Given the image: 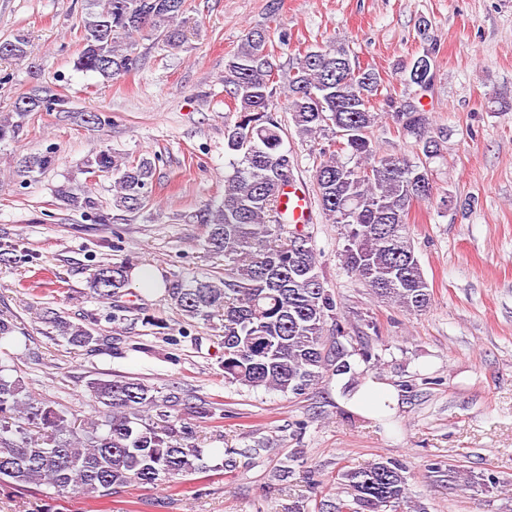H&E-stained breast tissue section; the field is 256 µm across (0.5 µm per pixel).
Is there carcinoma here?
Segmentation results:
<instances>
[{"mask_svg": "<svg viewBox=\"0 0 512 512\" xmlns=\"http://www.w3.org/2000/svg\"><path fill=\"white\" fill-rule=\"evenodd\" d=\"M185 11L186 0H106L102 10L82 18L77 69L105 79L134 70L139 55L130 39L146 28L164 45L182 47ZM269 40L267 29H253L227 61L224 88L234 106L224 123V148L232 156V172L224 176L218 203L184 215L206 227V247L224 257V275L172 283L165 293L182 316L220 321L228 382L301 396L328 373H350L351 356L368 363L374 354L364 339L351 352L338 341L347 328L334 295L322 283L315 288L305 283L319 275L312 238L281 219V192L294 182L295 162L283 147L282 126L272 111L275 78L263 55ZM26 47L27 37L18 33L0 42V59H21ZM401 80L409 88H429L431 54L403 65ZM381 83L375 69L354 65L345 47H320L300 57L288 73V112L299 136L328 134L314 174L316 195L328 219L343 227L348 271L378 299L416 313L429 307L432 292L415 255L408 215L413 202L430 198L432 185L427 169L380 153L369 138L381 118L372 104ZM26 98V107L0 116V142L15 138L22 121L35 112H68L67 100L45 89L34 88ZM392 109L401 129L418 138L422 156L438 157L440 136L425 131L419 99L408 96ZM342 129L351 131L352 139L336 140ZM344 154L346 162L340 159ZM156 161L148 155L127 160L103 146L81 162V171L112 178L110 210L69 182L55 190V198L96 224H125L151 201ZM56 162V152L48 149L22 158L18 173L32 177ZM132 270L128 261L100 265L91 273L90 288L121 311ZM38 319L49 334L73 346L99 341L91 327L51 307L40 309ZM88 391L101 410L78 429L65 411L26 393L20 380L0 368V485L54 499L76 493L102 499L131 484L154 487L206 472L204 449L195 443L192 427L172 414L183 405L208 415L189 396L170 392L160 398L129 376L95 380ZM32 428L38 433H30ZM262 451L260 443L232 449L223 468L231 472L236 455ZM340 476L352 500L339 501L334 512H351L353 502L359 512H398L406 502L405 467L396 460L345 467Z\"/></svg>", "mask_w": 512, "mask_h": 512, "instance_id": "obj_1", "label": "carcinoma"}]
</instances>
